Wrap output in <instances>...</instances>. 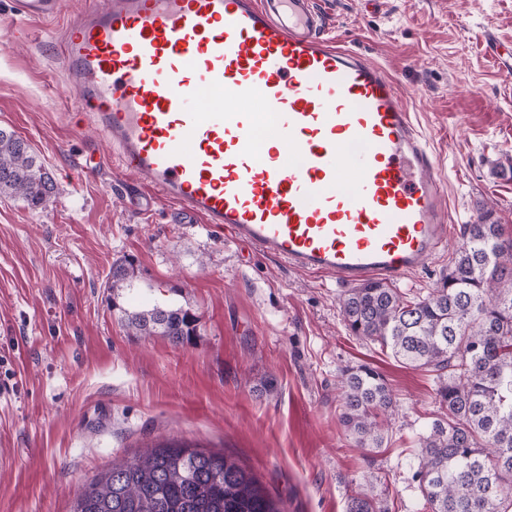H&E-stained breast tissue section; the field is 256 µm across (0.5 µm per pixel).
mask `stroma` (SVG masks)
Masks as SVG:
<instances>
[{"label": "stroma", "mask_w": 512, "mask_h": 512, "mask_svg": "<svg viewBox=\"0 0 512 512\" xmlns=\"http://www.w3.org/2000/svg\"><path fill=\"white\" fill-rule=\"evenodd\" d=\"M323 33L379 63L410 92L412 119L447 186L452 241L396 288L435 287L462 228L494 207L512 233V0H320ZM62 19L15 17L0 0V127L25 138L56 196L44 209L0 198V512H69L112 461L178 439L224 451L286 512H345L374 483L388 512H418V439L439 414L432 373L353 336L344 284L288 267L218 229L182 223L170 204H137L78 111L58 64ZM138 278L122 308L189 309L197 334L176 346L129 335L106 287L113 261ZM367 365L396 408L383 447H359L340 423L342 369Z\"/></svg>", "instance_id": "1"}]
</instances>
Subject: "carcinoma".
Returning a JSON list of instances; mask_svg holds the SVG:
<instances>
[{
    "mask_svg": "<svg viewBox=\"0 0 512 512\" xmlns=\"http://www.w3.org/2000/svg\"><path fill=\"white\" fill-rule=\"evenodd\" d=\"M55 184L31 146L0 128V197L44 208ZM464 242L448 273L424 296L409 297L372 280L346 291L340 312L349 331L399 362L435 374L444 418L419 439L424 512H512V236L491 209L463 225ZM136 278L117 260L107 288L129 334L164 336L178 346L196 334L182 307L118 305ZM340 421L363 448H380L394 398L368 366L342 370ZM71 512H285L251 471L221 452L185 442L145 447L112 464L76 493ZM346 512H382L371 493L349 498Z\"/></svg>",
    "mask_w": 512,
    "mask_h": 512,
    "instance_id": "1",
    "label": "carcinoma"
}]
</instances>
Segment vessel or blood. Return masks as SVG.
Instances as JSON below:
<instances>
[{"instance_id":"vessel-or-blood-1","label":"vessel or blood","mask_w":512,"mask_h":512,"mask_svg":"<svg viewBox=\"0 0 512 512\" xmlns=\"http://www.w3.org/2000/svg\"><path fill=\"white\" fill-rule=\"evenodd\" d=\"M322 25L316 0H87L59 45L78 109L151 200L302 272L396 280L447 245L444 185L401 88Z\"/></svg>"}]
</instances>
